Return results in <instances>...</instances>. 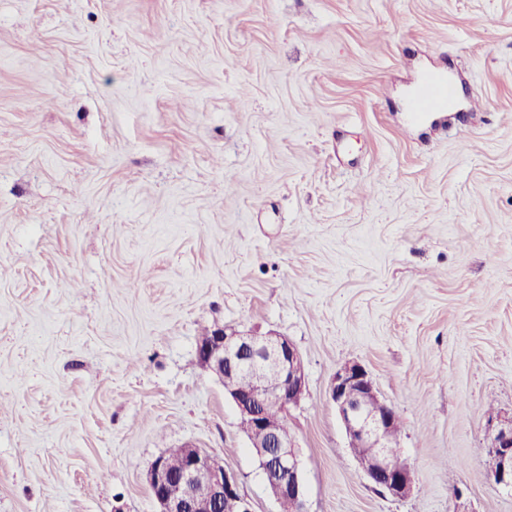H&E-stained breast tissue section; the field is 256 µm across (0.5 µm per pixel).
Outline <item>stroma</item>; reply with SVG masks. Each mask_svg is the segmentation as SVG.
<instances>
[{
	"instance_id": "1",
	"label": "stroma",
	"mask_w": 512,
	"mask_h": 512,
	"mask_svg": "<svg viewBox=\"0 0 512 512\" xmlns=\"http://www.w3.org/2000/svg\"><path fill=\"white\" fill-rule=\"evenodd\" d=\"M454 108L408 111L429 80ZM300 353L306 512H512V0H0V512H158L191 445L279 512L221 327ZM362 365L412 491L329 398ZM492 460V475L496 484L512 489V422L499 428L487 448Z\"/></svg>"
}]
</instances>
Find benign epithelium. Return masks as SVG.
Wrapping results in <instances>:
<instances>
[{
    "mask_svg": "<svg viewBox=\"0 0 512 512\" xmlns=\"http://www.w3.org/2000/svg\"><path fill=\"white\" fill-rule=\"evenodd\" d=\"M198 357L224 382L276 500L288 498L304 506V483L291 436L270 414L284 413L301 400L306 377L301 356L285 337L248 330L217 329L199 342ZM254 373L252 388L241 392L238 375ZM330 400L350 438V448L370 481L393 497L407 496L413 489L411 471L398 462L394 450L395 411L382 404L363 366L340 368L328 390ZM496 484L512 489V422L499 428L487 448ZM159 512H215L219 503L231 512H252L239 489L237 476L213 462L211 453L193 446L183 448V465L173 473L163 459H156L147 475Z\"/></svg>",
    "mask_w": 512,
    "mask_h": 512,
    "instance_id": "7a95c632",
    "label": "benign epithelium"
}]
</instances>
